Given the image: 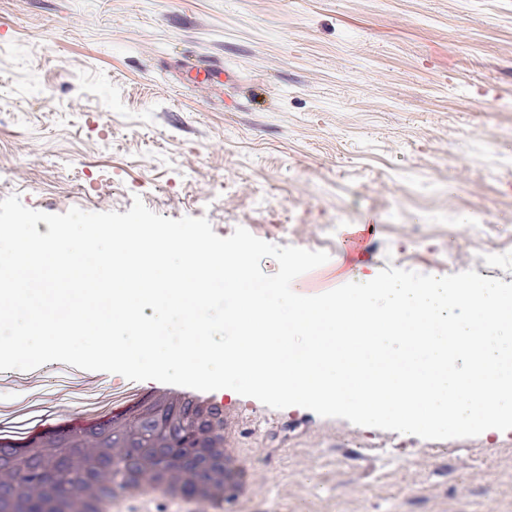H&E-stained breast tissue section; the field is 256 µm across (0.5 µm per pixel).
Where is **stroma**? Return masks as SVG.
I'll list each match as a JSON object with an SVG mask.
<instances>
[{
    "label": "stroma",
    "mask_w": 512,
    "mask_h": 512,
    "mask_svg": "<svg viewBox=\"0 0 512 512\" xmlns=\"http://www.w3.org/2000/svg\"><path fill=\"white\" fill-rule=\"evenodd\" d=\"M193 59L231 76L197 83ZM509 99L512 0H0V199L123 214L138 196L328 252L321 288L357 263L512 283ZM124 389L61 362L7 371L0 432ZM224 405L249 494L223 512H512V430L425 440Z\"/></svg>",
    "instance_id": "stroma-1"
}]
</instances>
